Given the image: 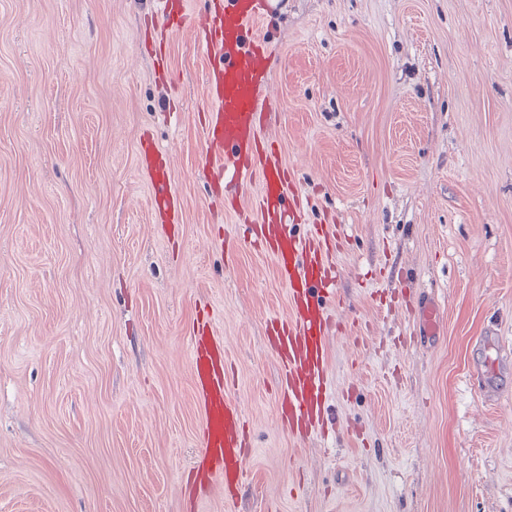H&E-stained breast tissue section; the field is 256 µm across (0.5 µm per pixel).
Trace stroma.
Here are the masks:
<instances>
[{
  "mask_svg": "<svg viewBox=\"0 0 512 512\" xmlns=\"http://www.w3.org/2000/svg\"><path fill=\"white\" fill-rule=\"evenodd\" d=\"M161 23L158 0H0V512H225L192 474L204 317L254 445L235 512H512V0H266L296 232L344 239L329 429L303 441L267 341L288 289L222 248L208 56L168 34L159 81ZM146 140L181 223L150 207Z\"/></svg>",
  "mask_w": 512,
  "mask_h": 512,
  "instance_id": "35a3bbf8",
  "label": "stroma"
}]
</instances>
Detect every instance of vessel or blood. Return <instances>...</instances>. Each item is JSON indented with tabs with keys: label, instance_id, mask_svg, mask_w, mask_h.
<instances>
[{
	"label": "vessel or blood",
	"instance_id": "1",
	"mask_svg": "<svg viewBox=\"0 0 512 512\" xmlns=\"http://www.w3.org/2000/svg\"><path fill=\"white\" fill-rule=\"evenodd\" d=\"M209 10L193 32L209 66L205 89L214 107L204 121L206 165L243 181L258 179L252 223L257 241L267 244L280 279L288 286L292 311L273 329L271 348L284 375L280 390L282 420L290 434L305 437L324 413L326 341L330 319L323 305L333 298L334 278L320 249L303 246L289 208L291 183L278 148L266 135L270 109L262 96L268 80L267 41L258 33L263 14L256 0H207ZM167 31L187 23L185 0H165ZM155 208L179 223V200L168 179L153 184ZM222 339L198 324L192 371L202 412V449L198 468L224 477L225 491L244 480L252 452L241 410L231 398Z\"/></svg>",
	"mask_w": 512,
	"mask_h": 512
}]
</instances>
